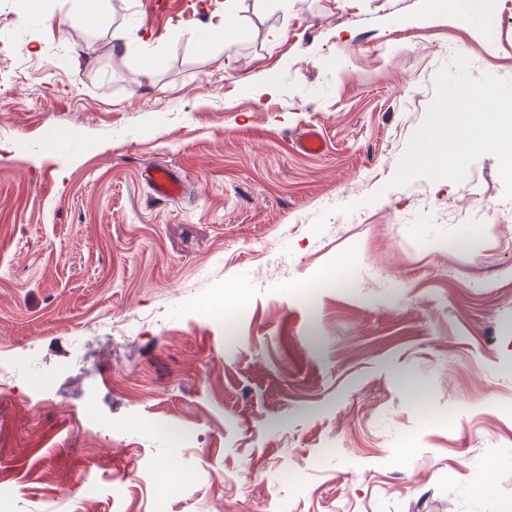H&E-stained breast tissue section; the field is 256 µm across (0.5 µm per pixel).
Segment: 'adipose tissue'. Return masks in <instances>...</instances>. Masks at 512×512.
<instances>
[{"label": "adipose tissue", "instance_id": "ef3b65f1", "mask_svg": "<svg viewBox=\"0 0 512 512\" xmlns=\"http://www.w3.org/2000/svg\"><path fill=\"white\" fill-rule=\"evenodd\" d=\"M476 97L482 104L483 126L472 127L470 114L463 108H456L454 114L457 125L467 129V136H459L456 132L440 138L425 135L422 141L410 147L402 163L405 172L430 167L451 177L458 172L469 153L481 147L494 151L500 157L505 171L512 173V136H493L486 129L487 124L505 121L507 113L512 111V96L497 88L485 87L477 91Z\"/></svg>", "mask_w": 512, "mask_h": 512}]
</instances>
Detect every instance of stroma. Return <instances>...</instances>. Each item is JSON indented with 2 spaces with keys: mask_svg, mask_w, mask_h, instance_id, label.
Masks as SVG:
<instances>
[{
  "mask_svg": "<svg viewBox=\"0 0 512 512\" xmlns=\"http://www.w3.org/2000/svg\"><path fill=\"white\" fill-rule=\"evenodd\" d=\"M102 3L0 0V512L512 507V176L401 170L449 99L512 93V0L483 34L241 0L219 43L224 0ZM70 16L73 27H92L99 19V9L96 0H79ZM238 0H225L224 15L219 14L211 18L209 29L212 33H223L233 35L237 40L245 37V31L234 22L236 18V2ZM144 176L153 194L160 198L171 199L180 193V179L166 165L151 166L145 170Z\"/></svg>",
  "mask_w": 512,
  "mask_h": 512,
  "instance_id": "stroma-1",
  "label": "stroma"
}]
</instances>
